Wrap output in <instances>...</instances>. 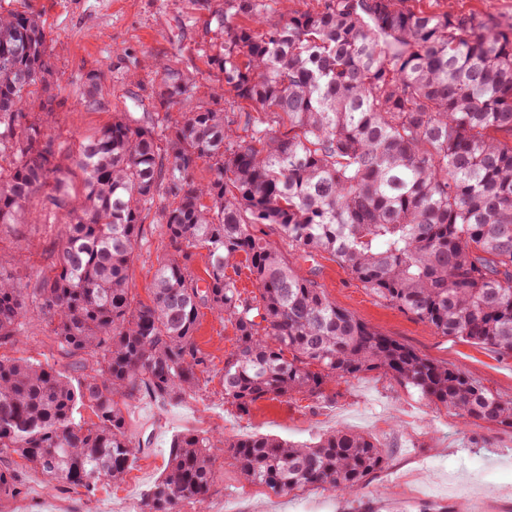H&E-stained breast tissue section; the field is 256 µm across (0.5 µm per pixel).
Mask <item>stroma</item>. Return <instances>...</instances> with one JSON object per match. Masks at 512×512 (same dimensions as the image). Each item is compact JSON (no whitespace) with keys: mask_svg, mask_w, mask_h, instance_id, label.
Segmentation results:
<instances>
[{"mask_svg":"<svg viewBox=\"0 0 512 512\" xmlns=\"http://www.w3.org/2000/svg\"><path fill=\"white\" fill-rule=\"evenodd\" d=\"M412 5L430 13H476L512 22V0H412ZM223 9L224 0H0V12L26 11L44 23L53 76L49 85L32 86L29 100L36 105L47 101L52 87L65 90L49 133L70 151L82 135L110 123L113 113L148 100L157 69L183 72L198 99L205 86H222L210 44L217 36L211 18ZM96 69L103 73L105 106L99 110L79 101L86 73ZM64 220L59 210L46 224L0 228V266L19 271L21 287H35ZM167 251L154 218H146L130 270L131 286L140 296H147ZM300 271L357 318L512 399V355L435 334L365 288L330 254L318 253L301 263ZM196 339L207 361L196 393L180 403L162 404L146 396L133 402L127 434L138 455L123 481H101L90 493L55 487L39 470L5 456L0 465L16 474L19 492L0 502V512H112L116 503L122 512H139L143 496L167 465L173 436L186 430L228 439L271 435L309 445L338 428L370 437L388 457L356 493L343 496L322 488L278 492L244 480L222 455L210 498L202 504L183 501L179 512H474L479 500L491 512H512V430L463 424L377 372L338 380L319 398L262 400L242 414L224 399V358L235 344L233 327L206 310ZM0 356L38 362L73 379L92 366L89 353L60 347L47 321L33 312L17 341L0 345Z\"/></svg>","mask_w":512,"mask_h":512,"instance_id":"stroma-1","label":"stroma"}]
</instances>
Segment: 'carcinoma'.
<instances>
[{"instance_id":"carcinoma-1","label":"carcinoma","mask_w":512,"mask_h":512,"mask_svg":"<svg viewBox=\"0 0 512 512\" xmlns=\"http://www.w3.org/2000/svg\"><path fill=\"white\" fill-rule=\"evenodd\" d=\"M408 2L322 0L271 24L264 0H224L211 62L247 106L227 113L200 100L162 134L157 112H117L72 157L47 133L53 109L27 111L29 88L51 74L43 23L0 13V227L25 223L46 189L50 209L66 212L35 288L0 267V344L34 309L61 346L94 357L75 381L0 357V454L88 492L123 479L136 459L132 401L178 403L199 386L203 308L235 330L224 399L241 413L381 371L468 423L512 429V399L369 326L296 270L327 252L435 333L512 355V23ZM236 15L252 23L230 24ZM101 79L86 75L90 109L104 106ZM152 98L186 102L188 78L164 70ZM165 195L177 199L155 212L169 251L144 301L129 269ZM197 250L204 280L191 271ZM241 256L255 295L227 274ZM81 407L94 420L76 421ZM221 444L244 480L280 491L350 494L386 463L369 437L344 429L312 446L185 431L140 512L206 502ZM17 494L16 474L0 470V500Z\"/></svg>"}]
</instances>
